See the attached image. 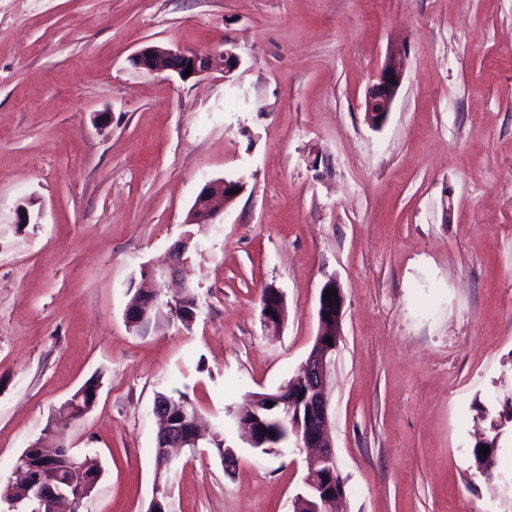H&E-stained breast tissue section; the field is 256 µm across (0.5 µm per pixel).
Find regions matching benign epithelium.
I'll return each instance as SVG.
<instances>
[{
  "label": "benign epithelium",
  "instance_id": "7a95c632",
  "mask_svg": "<svg viewBox=\"0 0 512 512\" xmlns=\"http://www.w3.org/2000/svg\"><path fill=\"white\" fill-rule=\"evenodd\" d=\"M130 61L138 69L149 72L168 71L179 78H185L187 68H192L191 76H199L212 71H221L229 77L236 71L241 60L231 48L215 53L199 54L158 46H146L134 55ZM407 68L406 51L400 47L392 48L380 70L375 75V82L367 91L365 115L367 122L374 128L381 127L391 111L395 98L402 86ZM241 182H230L224 178L206 184L197 196L195 205L187 220L189 224H210L224 209V204L232 199L229 192L242 189ZM191 236L185 235L179 240V248L170 250V263L167 267L155 269L142 268V277L152 283V287L140 289L126 311L129 323L145 314L151 303L163 295L162 286L168 278L178 272L180 265L186 263ZM336 290V295L329 299L319 296L318 337L313 348L300 367L299 378L304 393L293 389V384L283 386L274 398L273 408L277 413L266 420L252 419L256 414L258 402L250 400L249 408L241 413L248 441L255 445L262 443L268 448H276L287 437L296 438V447L309 448L306 457V472L303 484L314 496V502L301 493L293 500V512H333V505L345 494L344 481L339 477L336 455L332 446L326 441L329 426L330 398L326 379L333 354L341 336L343 296L339 285L327 282L321 292ZM285 300L282 292L275 287L265 288L261 296V312L268 326L277 328L284 316ZM332 337V343L326 337ZM77 399H69L61 404L51 418V431L59 432L66 426L83 417V414H71L69 409ZM154 415L159 422L156 448L158 455L165 459L164 465L176 466L178 450L183 448L186 440L183 432L174 427L166 404L155 401ZM41 448L32 446L18 458L15 467L17 480L14 486L19 491L42 505H49V512H84L97 481L88 480L76 485L72 480L61 482L52 477L44 482L33 479V473L43 466L42 457L38 455ZM173 485L169 480L157 477L153 486L152 499L148 512H171Z\"/></svg>",
  "mask_w": 512,
  "mask_h": 512
}]
</instances>
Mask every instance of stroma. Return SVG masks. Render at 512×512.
Masks as SVG:
<instances>
[{
    "label": "stroma",
    "mask_w": 512,
    "mask_h": 512,
    "mask_svg": "<svg viewBox=\"0 0 512 512\" xmlns=\"http://www.w3.org/2000/svg\"><path fill=\"white\" fill-rule=\"evenodd\" d=\"M148 45L241 65L183 81L131 64ZM395 46L375 129L365 95ZM221 178L242 191L188 223ZM187 233L195 322L129 327L142 267ZM331 280L344 512H512V0H0V488L95 378L64 436L103 469L87 512H147L160 392L237 456L183 449L173 512H292L304 451L250 448L235 414L298 372ZM406 68L405 49L392 48L366 94L365 115L372 127L379 128L385 123L402 86ZM392 81H395V84H392ZM285 300L282 292L275 287L265 288L261 296V312L268 326L277 328L284 316ZM81 389V388H80ZM79 389V390H80ZM77 390L72 397L77 395L79 392ZM82 390L74 399H68L67 401L63 402L60 407H58L55 412L52 414L51 418V432H59L63 430L66 426L70 425L71 423L77 421L78 419L82 418L85 413L80 414H70L69 409L72 408L76 404V402L83 396Z\"/></svg>",
    "instance_id": "obj_1"
}]
</instances>
